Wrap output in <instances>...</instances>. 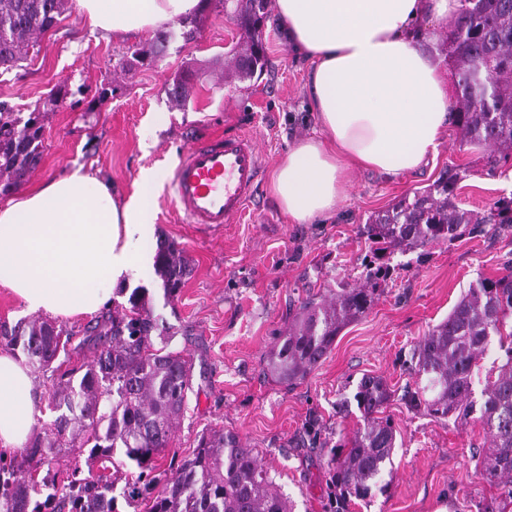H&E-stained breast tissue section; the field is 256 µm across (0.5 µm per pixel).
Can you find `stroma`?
<instances>
[{"label": "stroma", "mask_w": 512, "mask_h": 512, "mask_svg": "<svg viewBox=\"0 0 512 512\" xmlns=\"http://www.w3.org/2000/svg\"><path fill=\"white\" fill-rule=\"evenodd\" d=\"M262 38L264 70L252 80H235L231 62L241 31L225 19L223 8L212 6L202 16L197 42L171 40L153 66L126 72L122 62L148 35L106 38L69 0L55 27L29 43L17 66L0 68V103L44 115L43 155L26 181L30 187L80 167L126 198L141 170L170 173L192 141L252 134L264 172L236 223L220 230L184 223L169 182L158 187L154 236L175 241L191 261L177 296L165 295L156 274L136 271L115 288L109 306L124 305L133 289H145L154 317L176 334L174 349L194 363V390L162 466L192 456L203 430L224 428L255 449L293 512H330L327 460L362 424L352 402L360 379L380 376L398 393L414 386L407 370L413 346L447 317L464 291L512 261V227L435 243L422 255L391 253L389 276L371 309L337 336L327 357L294 387L277 383L267 370L275 336L307 298L358 282L367 254L359 228L371 213L392 207L448 167L463 174L459 207L483 211L512 197V159L490 166L493 148L461 143L451 126L421 171H355L332 219L296 223L272 183L289 146L318 132L308 105L310 63L295 56L276 12H269ZM193 61L202 73L186 105L173 107L168 84ZM62 81L78 93V105L53 102L52 89ZM384 413L397 428L389 486L348 512H435L443 502L453 512H478L491 489L475 457L489 443L477 417L438 421L408 411L397 399ZM310 423L320 432L319 445L304 434Z\"/></svg>", "instance_id": "obj_1"}]
</instances>
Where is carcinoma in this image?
<instances>
[{"label":"carcinoma","instance_id":"carcinoma-1","mask_svg":"<svg viewBox=\"0 0 512 512\" xmlns=\"http://www.w3.org/2000/svg\"><path fill=\"white\" fill-rule=\"evenodd\" d=\"M67 0H0V66L11 67L21 48L54 26ZM269 0H236L244 43L234 60L240 79H250L265 65L260 32ZM167 34L132 52L149 56L166 47ZM455 61L458 100L450 108L461 141L496 148L506 160L512 155V0H462L448 33ZM492 64V93L477 103L470 92L476 70ZM192 81L177 73L168 94L186 104ZM41 113L23 117L0 104V195L17 191L42 157ZM459 172H443L432 183L413 191L391 208L370 215L361 229L369 242L363 282L338 288L330 298H309L288 318L267 355L270 374L288 387L300 383L330 352L336 337L371 308L391 251L423 249L452 242L477 225L497 229L512 225V199H499L480 216L456 203ZM154 269L167 295H177L190 274L183 250L164 238L157 244ZM512 265L501 275L484 278L465 291L448 317L435 325L413 348L408 368L416 387L404 391L408 410L437 420L467 417L475 401V370L486 356L491 337H499L505 361L481 392L480 419L489 446L479 453L486 482L496 493L478 504V512H512ZM75 334L56 323L34 318L13 325L0 322V346L21 351L37 372L58 373L48 406L56 417L45 431L18 454L0 457V512H119L112 496V475L104 474L115 449L138 470L126 483L123 501L131 512H291L253 449L232 431L201 433L196 451L169 474L158 459L171 447L192 391L193 362L171 348L166 334L147 306L146 291L136 288L120 312H106ZM91 352L87 362L64 371L53 366L59 354ZM393 391L378 376L366 375L355 399L363 424L350 448L333 452L327 462L336 490L334 512L355 500L372 497L373 487L393 468L397 430L382 410ZM69 454L85 457L87 470L66 472L60 461ZM103 473L95 476V464Z\"/></svg>","mask_w":512,"mask_h":512}]
</instances>
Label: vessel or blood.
Returning a JSON list of instances; mask_svg holds the SVG:
<instances>
[{
    "instance_id": "vessel-or-blood-1",
    "label": "vessel or blood",
    "mask_w": 512,
    "mask_h": 512,
    "mask_svg": "<svg viewBox=\"0 0 512 512\" xmlns=\"http://www.w3.org/2000/svg\"><path fill=\"white\" fill-rule=\"evenodd\" d=\"M260 177L256 142L239 133L188 146L173 167L171 188L178 210L190 223L220 229L244 213Z\"/></svg>"
}]
</instances>
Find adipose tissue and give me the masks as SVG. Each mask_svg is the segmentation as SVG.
<instances>
[{"instance_id":"adipose-tissue-1","label":"adipose tissue","mask_w":512,"mask_h":512,"mask_svg":"<svg viewBox=\"0 0 512 512\" xmlns=\"http://www.w3.org/2000/svg\"><path fill=\"white\" fill-rule=\"evenodd\" d=\"M92 24L116 38L179 27L200 0H77ZM460 0H277L293 50L310 61V97L322 137L293 146L274 192L289 217L333 216L351 174L416 170L435 155L452 89L442 60L422 48L417 25L447 22ZM158 169L135 193L72 169L0 206V286L26 310L54 317L99 311L132 271L154 262ZM37 422L28 367L0 352V452L23 447Z\"/></svg>"}]
</instances>
